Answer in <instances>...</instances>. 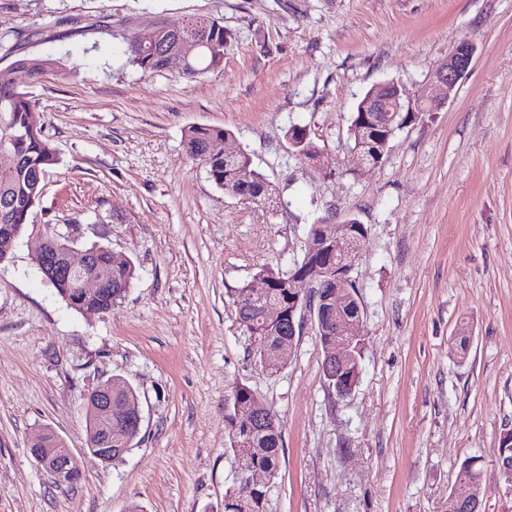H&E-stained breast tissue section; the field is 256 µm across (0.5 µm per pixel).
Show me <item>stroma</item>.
I'll return each mask as SVG.
<instances>
[{"mask_svg": "<svg viewBox=\"0 0 512 512\" xmlns=\"http://www.w3.org/2000/svg\"><path fill=\"white\" fill-rule=\"evenodd\" d=\"M193 15L222 19L223 69L132 65L133 32ZM464 42L476 52L455 96L356 172L347 129L364 93H414ZM30 55L57 62L16 76L57 162L0 263V512H216L238 384L282 429L269 512H437L470 457L483 512H512L497 454L512 428V0H0V67ZM196 124L231 131L275 207L227 195L187 157ZM294 124L325 170L295 156ZM350 217L367 228L352 274L365 343L342 399L312 326L281 372H263L231 294L264 265L288 269L310 224ZM48 235L130 259L125 298L69 308L34 263ZM112 376L142 417L115 465L88 453L85 423ZM47 429L77 457V484L31 456Z\"/></svg>", "mask_w": 512, "mask_h": 512, "instance_id": "stroma-1", "label": "stroma"}]
</instances>
